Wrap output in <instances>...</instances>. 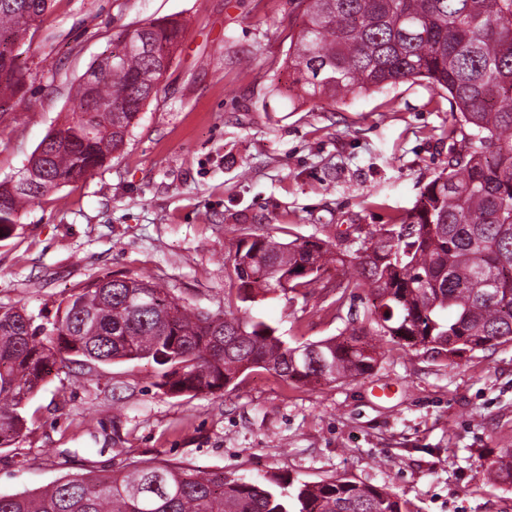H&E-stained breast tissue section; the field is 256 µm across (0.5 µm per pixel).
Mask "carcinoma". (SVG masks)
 I'll list each match as a JSON object with an SVG mask.
<instances>
[{
    "label": "carcinoma",
    "mask_w": 512,
    "mask_h": 512,
    "mask_svg": "<svg viewBox=\"0 0 512 512\" xmlns=\"http://www.w3.org/2000/svg\"><path fill=\"white\" fill-rule=\"evenodd\" d=\"M52 0H0V32L21 43ZM304 27L288 68L307 98L342 101L404 82L448 94L457 135L447 165L400 224L333 250L316 240L278 242L249 234L228 252L224 313L197 312L150 280L103 277L58 306L52 329L0 308V446L26 430L27 402L56 367L147 359L164 367L156 386L173 397L224 391L253 368L303 385L370 372L375 337L445 356L512 342V0H301ZM184 25L155 19L121 30L173 54ZM162 76L150 55L130 54L101 73L90 95L74 94L72 119L57 130L50 157L32 154L34 187L0 184V240L21 210L50 190L104 165L122 146L139 108ZM23 71L0 52V99L24 95ZM90 113H85L88 108ZM355 269L339 287L372 297L336 336L292 345L241 304L297 293L330 264ZM295 274L283 287L280 280ZM490 481L512 486V448L485 465ZM0 512H410L385 488L349 478L309 482L286 472L229 478L222 470L164 464L68 474L42 489L0 495Z\"/></svg>",
    "instance_id": "carcinoma-1"
}]
</instances>
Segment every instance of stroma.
<instances>
[{
	"instance_id": "1",
	"label": "stroma",
	"mask_w": 512,
	"mask_h": 512,
	"mask_svg": "<svg viewBox=\"0 0 512 512\" xmlns=\"http://www.w3.org/2000/svg\"><path fill=\"white\" fill-rule=\"evenodd\" d=\"M175 17L184 38L121 150L55 188L0 241V306L53 322L99 277L157 282L198 311L224 310L228 247L247 233L339 244L411 209L453 145L446 95L423 81L295 99L285 64L298 0H54L21 48L23 99L0 112V183L72 117L73 89L121 29ZM322 271L250 315L291 343L338 335L365 293L336 306ZM149 360L76 361L27 405L0 447V494L91 468L181 463L226 475L288 471L387 486L410 512H512L483 468L512 448V343L443 357L388 343L369 374L311 385L257 368L222 396L172 397Z\"/></svg>"
}]
</instances>
